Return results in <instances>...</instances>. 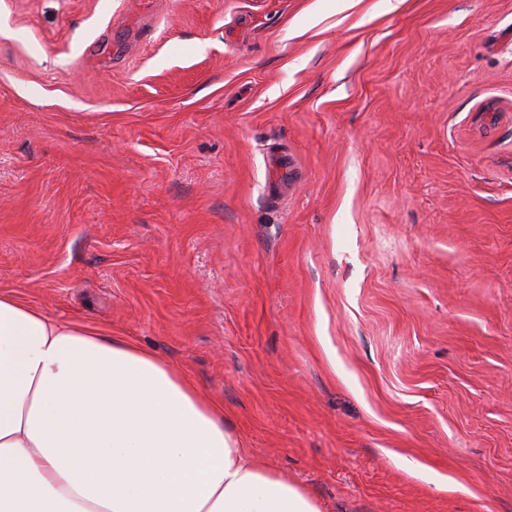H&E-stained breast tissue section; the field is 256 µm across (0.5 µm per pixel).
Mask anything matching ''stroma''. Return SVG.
<instances>
[{
	"instance_id": "35a3bbf8",
	"label": "stroma",
	"mask_w": 512,
	"mask_h": 512,
	"mask_svg": "<svg viewBox=\"0 0 512 512\" xmlns=\"http://www.w3.org/2000/svg\"><path fill=\"white\" fill-rule=\"evenodd\" d=\"M1 290L322 512H512V0H0Z\"/></svg>"
}]
</instances>
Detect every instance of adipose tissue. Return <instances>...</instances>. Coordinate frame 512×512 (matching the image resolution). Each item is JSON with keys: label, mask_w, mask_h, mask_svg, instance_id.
Instances as JSON below:
<instances>
[{"label": "adipose tissue", "mask_w": 512, "mask_h": 512, "mask_svg": "<svg viewBox=\"0 0 512 512\" xmlns=\"http://www.w3.org/2000/svg\"><path fill=\"white\" fill-rule=\"evenodd\" d=\"M0 512H322L183 371L0 293Z\"/></svg>", "instance_id": "adipose-tissue-1"}]
</instances>
